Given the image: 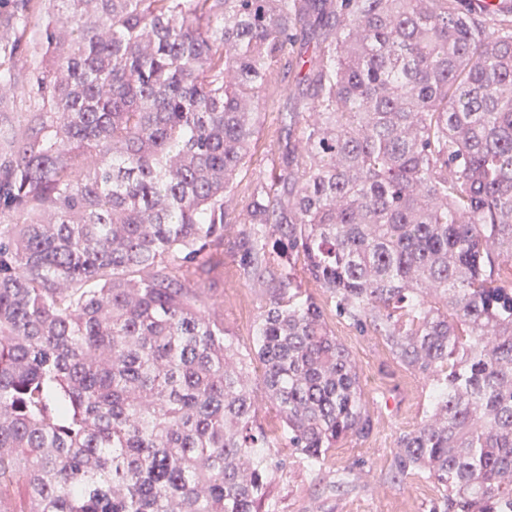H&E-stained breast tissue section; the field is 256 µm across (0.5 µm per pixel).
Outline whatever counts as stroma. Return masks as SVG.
Here are the masks:
<instances>
[{"label": "stroma", "mask_w": 512, "mask_h": 512, "mask_svg": "<svg viewBox=\"0 0 512 512\" xmlns=\"http://www.w3.org/2000/svg\"><path fill=\"white\" fill-rule=\"evenodd\" d=\"M28 69V63H18L11 91L0 96V130L5 133L0 154L9 150V135L21 133L30 117ZM290 95V86L276 77L260 94L259 129L246 167L233 180L224 245L202 296L211 316L223 321L242 352L252 346L253 326L270 292L264 284L242 278L236 243L255 188L276 165L278 109ZM294 277L322 306L328 328L354 359L372 429L366 438L339 443L319 473H309L301 460L291 459L272 486L278 512H427L439 497L440 486L421 474L393 479L392 463L398 436L414 428L423 416L430 382L400 365L374 330L359 332L350 321L338 317L327 294L308 274L298 269Z\"/></svg>", "instance_id": "stroma-1"}]
</instances>
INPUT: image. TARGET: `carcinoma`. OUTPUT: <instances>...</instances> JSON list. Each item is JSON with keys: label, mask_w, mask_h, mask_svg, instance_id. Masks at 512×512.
I'll list each match as a JSON object with an SVG mask.
<instances>
[{"label": "carcinoma", "mask_w": 512, "mask_h": 512, "mask_svg": "<svg viewBox=\"0 0 512 512\" xmlns=\"http://www.w3.org/2000/svg\"><path fill=\"white\" fill-rule=\"evenodd\" d=\"M65 2L0 0V94L41 47L0 159V512H277L288 457L367 437L284 256L432 382L394 477L441 486L428 512H512V282L485 274L512 265V6ZM279 68L312 107L280 109L247 207L239 268L271 298L243 354L201 293ZM250 371V384L258 401L259 416L261 417L262 422L272 430L275 427H278L279 424L276 418L272 414L268 413V402L261 379V372L258 369L253 371L252 368Z\"/></svg>", "instance_id": "cac0c4a2"}]
</instances>
